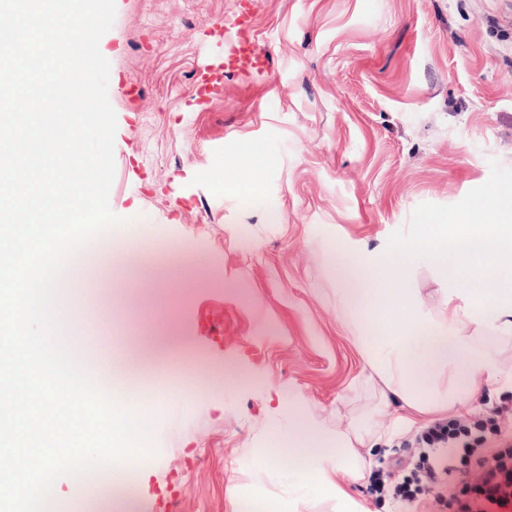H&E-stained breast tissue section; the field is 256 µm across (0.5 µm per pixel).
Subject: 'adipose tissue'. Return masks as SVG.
Here are the masks:
<instances>
[{
  "instance_id": "1",
  "label": "adipose tissue",
  "mask_w": 512,
  "mask_h": 512,
  "mask_svg": "<svg viewBox=\"0 0 512 512\" xmlns=\"http://www.w3.org/2000/svg\"><path fill=\"white\" fill-rule=\"evenodd\" d=\"M16 24L0 26V44L17 47L14 64L0 65V85L11 93L12 109L51 99L68 70L69 53L82 19L66 10L62 0H12ZM24 69L25 81L16 78ZM70 112L52 120L31 121L9 143L17 173L11 186L0 185V199H13L28 214L25 228L0 225V238L11 241L0 249V384L16 392L8 408H0V454L10 464L0 467V492L11 491L19 468L54 469L69 448L102 447L114 425L128 420L122 408L89 434L85 422L71 420L57 406L55 395L36 387L32 378L73 360L72 330L62 307L78 280L94 281L108 264L123 265L122 280L152 288L162 282L198 287L203 276L188 264L172 265L130 254L122 238L87 248L78 266L59 265L50 287L20 289L16 273L35 256L54 246L59 224L85 202L57 175L49 149L51 131H75ZM486 220L459 229L434 224L430 232L407 242L403 259L367 260L342 245L328 247L325 262L336 281V311L363 364L351 388L346 423L318 416L301 393L288 394L291 412L287 429L271 428V457L299 461L300 486L319 487L335 500L336 512H356L345 486L362 478L366 461L393 430L363 419L366 403L395 404L406 427L449 418L477 385L498 386L512 368V192L502 190L475 206ZM424 256L426 270L437 284L435 302L426 305L417 289L418 272L406 259ZM39 330L27 345L16 344L14 325L30 315Z\"/></svg>"
}]
</instances>
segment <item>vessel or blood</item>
<instances>
[{
  "label": "vessel or blood",
  "mask_w": 512,
  "mask_h": 512,
  "mask_svg": "<svg viewBox=\"0 0 512 512\" xmlns=\"http://www.w3.org/2000/svg\"><path fill=\"white\" fill-rule=\"evenodd\" d=\"M224 40L222 65L204 66L196 71L192 103L196 111H208L228 73L264 75L270 71V58L259 47L250 13L236 11L217 28ZM194 325L198 335L210 344L222 343L224 337V305L220 302L202 301L194 309ZM75 384L82 386L91 402L112 394H139L141 387L132 380L113 376L110 369L87 364L73 367Z\"/></svg>",
  "instance_id": "1"
}]
</instances>
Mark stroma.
I'll use <instances>...</instances> for the list:
<instances>
[{"label":"stroma","instance_id":"obj_1","mask_svg":"<svg viewBox=\"0 0 512 512\" xmlns=\"http://www.w3.org/2000/svg\"><path fill=\"white\" fill-rule=\"evenodd\" d=\"M237 9L253 14L274 73L225 74L210 110L193 111L198 67L224 60L212 28ZM99 48L117 122L109 207L129 246L141 226H164L169 258L205 282L146 293L116 287L108 268L73 290L67 317L86 353L121 361L159 329L187 342L153 372L179 391L136 398L147 466L61 494L68 512H155L173 483L176 512H261L296 496L295 461L254 455L270 427L287 428L289 391L332 418L361 370L325 247L395 255L512 188V0H116ZM239 177L257 178L260 197L225 191ZM205 298L224 302L215 347L192 324ZM398 415L368 412L395 429L347 485L363 512L413 510L371 489L412 468L415 434Z\"/></svg>","mask_w":512,"mask_h":512}]
</instances>
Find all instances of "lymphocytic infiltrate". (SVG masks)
I'll return each mask as SVG.
<instances>
[{
    "mask_svg": "<svg viewBox=\"0 0 512 512\" xmlns=\"http://www.w3.org/2000/svg\"><path fill=\"white\" fill-rule=\"evenodd\" d=\"M507 411L500 406L471 427L457 418L438 421L418 436L413 481L433 506L452 501L459 512H486L492 503L512 512V426L502 420ZM456 472L461 488L444 498L438 487L444 476Z\"/></svg>",
    "mask_w": 512,
    "mask_h": 512,
    "instance_id": "f902f5d3",
    "label": "lymphocytic infiltrate"
}]
</instances>
